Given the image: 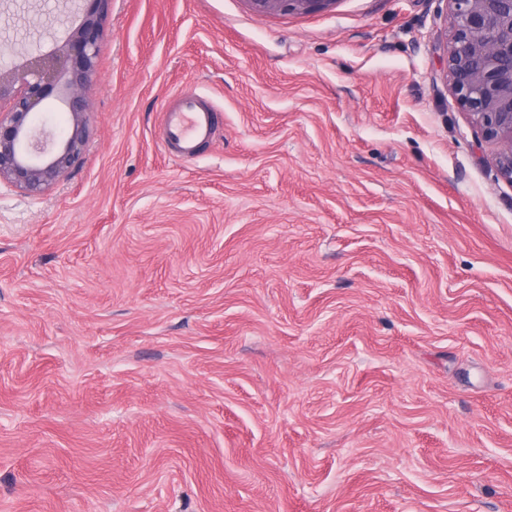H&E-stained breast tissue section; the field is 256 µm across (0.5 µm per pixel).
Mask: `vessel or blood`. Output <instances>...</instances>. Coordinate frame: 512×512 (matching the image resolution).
I'll return each mask as SVG.
<instances>
[{
  "instance_id": "obj_1",
  "label": "vessel or blood",
  "mask_w": 512,
  "mask_h": 512,
  "mask_svg": "<svg viewBox=\"0 0 512 512\" xmlns=\"http://www.w3.org/2000/svg\"><path fill=\"white\" fill-rule=\"evenodd\" d=\"M218 115L203 96L180 92L166 107L163 119L164 147L180 158L193 157L215 132Z\"/></svg>"
}]
</instances>
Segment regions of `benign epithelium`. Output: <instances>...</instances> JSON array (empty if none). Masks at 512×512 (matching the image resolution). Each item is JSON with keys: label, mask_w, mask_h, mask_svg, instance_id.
Wrapping results in <instances>:
<instances>
[{"label": "benign epithelium", "mask_w": 512, "mask_h": 512, "mask_svg": "<svg viewBox=\"0 0 512 512\" xmlns=\"http://www.w3.org/2000/svg\"><path fill=\"white\" fill-rule=\"evenodd\" d=\"M77 22L57 18L65 37L48 52L0 66V181L30 194L48 189L80 161L89 136L88 112L97 82L96 59L112 0H72ZM260 13L328 10L336 0H249ZM452 30L443 60L461 104L481 137L495 141L497 172L512 182V0H449ZM60 100L70 132L60 141L33 126L36 111Z\"/></svg>", "instance_id": "benign-epithelium-1"}]
</instances>
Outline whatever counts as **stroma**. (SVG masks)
Here are the masks:
<instances>
[{
	"label": "stroma",
	"instance_id": "stroma-1",
	"mask_svg": "<svg viewBox=\"0 0 512 512\" xmlns=\"http://www.w3.org/2000/svg\"><path fill=\"white\" fill-rule=\"evenodd\" d=\"M450 24L112 0L81 162L0 182V512H512V183ZM217 123L215 107L203 96L179 92L164 112L163 145L177 157H193L212 139Z\"/></svg>",
	"mask_w": 512,
	"mask_h": 512
}]
</instances>
